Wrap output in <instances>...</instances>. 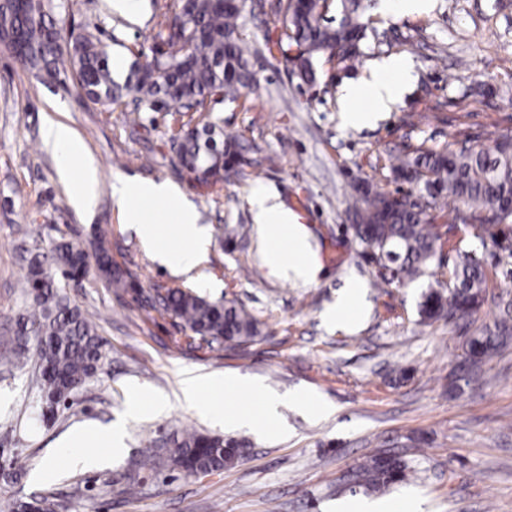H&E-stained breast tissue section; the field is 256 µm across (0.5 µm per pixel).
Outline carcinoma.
<instances>
[{"instance_id":"cac0c4a2","label":"carcinoma","mask_w":512,"mask_h":512,"mask_svg":"<svg viewBox=\"0 0 512 512\" xmlns=\"http://www.w3.org/2000/svg\"><path fill=\"white\" fill-rule=\"evenodd\" d=\"M286 16L285 31L274 43L259 49L243 36L242 10L214 0H174L172 13L158 23L156 37L167 45L161 58L133 66L124 85L112 78L110 57L91 37L78 35L62 46L52 16L43 0H0V44L12 48L23 68L40 73L69 67L89 99L105 106L132 98L137 112H174L183 117L190 106L201 112L208 98L220 93L235 103L243 91L254 90L256 81L248 56L264 51L279 53L292 64L303 82L316 79L313 61L325 56L354 62L362 55L370 0H336V23L325 19L327 0H279ZM193 119L181 123L172 136L176 143L171 165L191 171L211 189L239 175L245 166L243 148L234 139L220 142L223 153L215 158L191 129ZM395 181L408 184L405 191L381 192L366 182L353 185L348 210L350 225L361 254L388 269L403 284L440 267L442 245L431 231L427 217L457 203L453 221L477 224L483 234L479 245L458 241L451 246L456 261L450 279L429 285L420 303L422 321L464 319L480 307L487 288V262L512 278V249L500 245V234L512 228L503 214L504 201L512 197V134L499 135L492 146L464 140L455 148L436 149L403 145L389 155ZM96 264L115 288H132L130 274L112 263L100 246ZM89 268L86 252L61 242L35 254L22 281L23 296L31 299L26 313L16 322L15 354L29 359L34 354L40 368L36 385L46 412L54 413L93 376L104 358L103 343L83 311L70 304L64 290L81 285ZM164 312L182 321L203 342L240 346L260 335V322L233 300H211L189 290L168 289L161 298ZM512 336V318L504 316L468 341V368L484 362ZM248 442L210 435L192 428L169 437L150 439L141 451L140 464L167 466L180 472L221 471L235 459H243ZM410 466L397 456L371 457L356 473V482L370 492H381L404 481ZM31 499H0V512H26Z\"/></svg>"}]
</instances>
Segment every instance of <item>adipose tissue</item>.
Listing matches in <instances>:
<instances>
[{
    "label": "adipose tissue",
    "instance_id": "obj_1",
    "mask_svg": "<svg viewBox=\"0 0 512 512\" xmlns=\"http://www.w3.org/2000/svg\"><path fill=\"white\" fill-rule=\"evenodd\" d=\"M407 76V66L400 61L380 64L371 81L347 84L342 95L341 119L352 128H369L390 111L398 100L400 87ZM45 147L59 157V174L73 184L76 207L87 208L97 190V171L94 160L84 159L79 174H72L71 161L82 156L83 147L73 130L60 122L49 123L43 134ZM112 195L125 211L142 246L151 252L161 266L176 271H188L207 257L210 244L204 225L199 224L195 205L177 187L167 182L125 178L112 186ZM164 201L172 223L145 214L142 204ZM254 231L268 243V266L271 275L294 279L306 284L316 283L320 265L310 256L311 233L298 223L294 213L280 200L278 194L260 189L251 201ZM182 401L190 408L222 423L228 429H248L265 434H283L277 418L281 407L287 405V395L269 390L255 377L181 374ZM234 394L256 398L259 408H225L224 397Z\"/></svg>",
    "mask_w": 512,
    "mask_h": 512
}]
</instances>
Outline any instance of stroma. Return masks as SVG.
Wrapping results in <instances>:
<instances>
[{"label":"stroma","instance_id":"obj_1","mask_svg":"<svg viewBox=\"0 0 512 512\" xmlns=\"http://www.w3.org/2000/svg\"><path fill=\"white\" fill-rule=\"evenodd\" d=\"M169 2L145 0L130 19L112 12L107 0H53L52 16L62 33L91 35L121 58L114 73L121 83L134 63L151 58ZM368 14L363 55L354 65L319 59L316 82L303 85L281 56L267 54L251 61L258 91L234 104L209 103L221 134L258 148L263 158L210 193L190 188L171 166L179 127L171 113L92 103L71 75L35 77L0 46V337L27 304L20 284L28 259L57 243L91 254L105 239L113 262L136 284L110 287L93 268L81 287L69 289L71 304L95 324L106 359L71 407H58L49 422L39 417L31 366L0 346V495H50L58 512H329L336 501L364 498L353 481L359 465L391 453L413 472L380 499L415 490L425 512H512V341L482 364L478 381L461 378L468 337L499 318L512 301V280L490 276L487 300L472 317L424 324L418 306L428 278L383 282L348 230L353 180L394 191L390 152L465 138L488 147L512 131V0H432L414 14L372 0ZM244 16L247 40L281 37L274 7L260 10L246 0ZM388 58L408 62L413 81L375 128L342 127L343 86L370 78L375 62ZM52 122L70 126L98 167L89 209L74 206L57 156L43 145ZM127 176L174 184L195 204L210 235L206 263L173 271L143 249L112 196L113 183ZM258 188L277 191L313 231L311 250L322 268L316 284L273 277L257 263L252 240L228 241L230 229L251 224ZM351 280L366 293L363 321L352 330L327 326L323 311ZM176 287L236 301L261 322L262 335L219 350L191 339L178 319L147 303ZM186 369L256 377L282 394L321 397L336 412L318 418L283 407V438L236 431L249 454L227 470L186 477L139 469L147 438L186 427L224 432L177 400ZM135 392L145 412L128 423L119 459L47 475L52 461L68 456L71 431L118 419ZM158 398L164 407L157 413Z\"/></svg>","mask_w":512,"mask_h":512}]
</instances>
